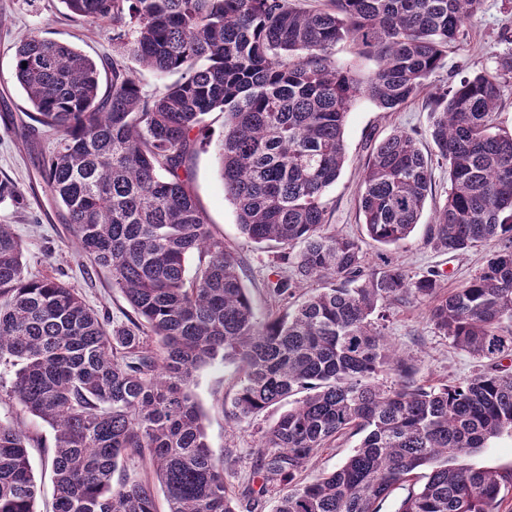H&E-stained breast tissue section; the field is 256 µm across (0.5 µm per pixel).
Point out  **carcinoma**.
<instances>
[{
    "instance_id": "cac0c4a2",
    "label": "carcinoma",
    "mask_w": 512,
    "mask_h": 512,
    "mask_svg": "<svg viewBox=\"0 0 512 512\" xmlns=\"http://www.w3.org/2000/svg\"><path fill=\"white\" fill-rule=\"evenodd\" d=\"M71 16L111 23L112 84L74 48L36 35L15 42L14 72L56 136L41 177L79 253L112 275L132 314L111 321L55 276H27L23 247L0 224V371L9 396L54 433L52 512H157L148 480L113 477L119 462L153 468L168 512H239L205 437L195 373L240 364L232 415L288 405L264 432L259 470L282 486L275 512H500L512 467L465 464L512 436V133L495 125L512 54L456 76L432 95L428 139L450 187L426 242L454 255L490 246L466 283L371 266L361 240L328 231L327 190L346 161L344 129L365 97L395 110L419 96L482 0H61ZM342 40L379 62L367 78L333 59ZM132 55L178 81L145 96ZM27 65H22V62ZM224 112V194L240 231L280 249L289 268L268 285L285 312L258 321L239 254L216 236L189 185L205 117ZM432 192L417 134L395 131L364 164L367 236L407 240ZM321 287L299 290L311 282ZM428 302V319L486 362L441 388L418 382L387 335L392 307ZM158 347H150V339ZM383 371L396 376L387 386ZM361 436L330 474L298 475L319 449ZM23 424L0 422V512H37L40 493Z\"/></svg>"
}]
</instances>
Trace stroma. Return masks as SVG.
I'll return each instance as SVG.
<instances>
[{
    "mask_svg": "<svg viewBox=\"0 0 512 512\" xmlns=\"http://www.w3.org/2000/svg\"><path fill=\"white\" fill-rule=\"evenodd\" d=\"M37 35L71 45L94 61L111 60L114 53L112 26L86 24L71 18L61 0H0V178L11 179L24 194L21 204L0 203V223L11 225L21 241L29 276L53 274L77 288L86 304L122 319L129 305L119 289L113 288L110 274L80 257L77 244L46 191L39 175V162L55 146L54 136L34 134L10 115L29 111L24 91L14 78V44L19 36ZM512 53V0H483L478 16L465 27L458 42L448 52L441 69L429 79L436 88L447 84L452 74L478 72L494 67L497 56ZM429 93L408 102L396 111L385 112L366 98L352 107L344 133L347 161L326 197L327 219L332 231L361 238L370 262L385 255L401 264L410 275L427 270L441 273L443 290L452 291L468 280L481 266L487 253L479 245L456 256L434 251L425 243V229L436 206L445 200L450 185L448 167L434 164L432 193L421 222L399 246L383 247L366 238L358 210L362 167L375 143L397 130H427L432 108ZM224 135V114L211 112L206 131L188 163L190 187L214 234L222 236L243 259L244 285L258 315L271 309L267 284L282 271L276 251L255 243L240 231L234 206L224 195L217 146ZM427 302H412L393 308L388 334L400 353L408 356L417 380L438 388L471 377L479 362L456 350L448 338L438 333L427 317ZM242 376L234 361H216L201 367L193 391L203 409L207 442L215 458L224 462V476L231 494L254 502L253 512H274L279 497L276 484L257 476V461L263 433L277 419L280 410L272 407L257 418H233L232 399ZM39 441L31 443L29 457L41 487L37 512H52L53 485L50 461L53 432L37 423Z\"/></svg>",
    "mask_w": 512,
    "mask_h": 512,
    "instance_id": "obj_1",
    "label": "stroma"
}]
</instances>
